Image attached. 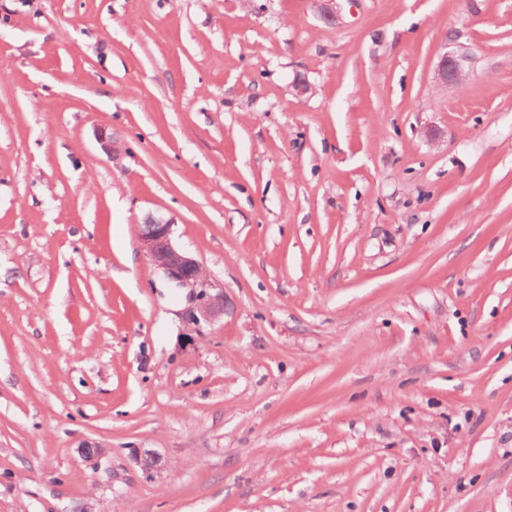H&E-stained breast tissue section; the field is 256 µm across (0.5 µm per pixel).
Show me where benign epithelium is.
Segmentation results:
<instances>
[{
	"label": "benign epithelium",
	"instance_id": "obj_1",
	"mask_svg": "<svg viewBox=\"0 0 512 512\" xmlns=\"http://www.w3.org/2000/svg\"><path fill=\"white\" fill-rule=\"evenodd\" d=\"M464 53H445L435 69V78L444 86L457 83L465 73ZM173 221L162 217H152L141 233L142 247L153 265L161 269L178 288L207 286L206 274L198 262L179 251L172 244ZM224 310V296L204 295L201 312L211 317Z\"/></svg>",
	"mask_w": 512,
	"mask_h": 512
}]
</instances>
